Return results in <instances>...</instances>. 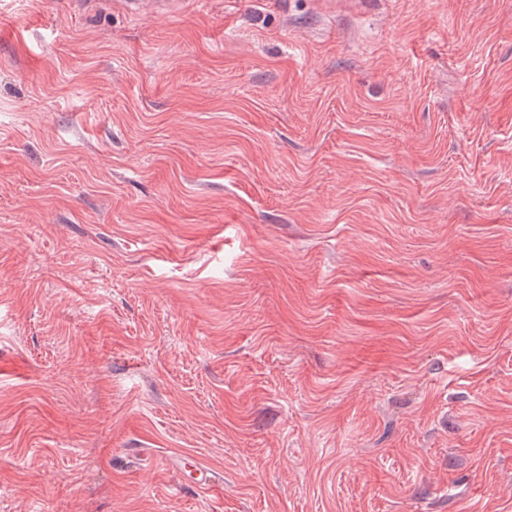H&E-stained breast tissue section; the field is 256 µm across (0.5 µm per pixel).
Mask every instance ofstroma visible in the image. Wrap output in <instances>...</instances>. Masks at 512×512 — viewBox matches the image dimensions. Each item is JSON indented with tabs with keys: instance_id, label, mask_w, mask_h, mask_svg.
<instances>
[{
	"instance_id": "obj_1",
	"label": "stroma",
	"mask_w": 512,
	"mask_h": 512,
	"mask_svg": "<svg viewBox=\"0 0 512 512\" xmlns=\"http://www.w3.org/2000/svg\"><path fill=\"white\" fill-rule=\"evenodd\" d=\"M0 512H512V0H0Z\"/></svg>"
}]
</instances>
